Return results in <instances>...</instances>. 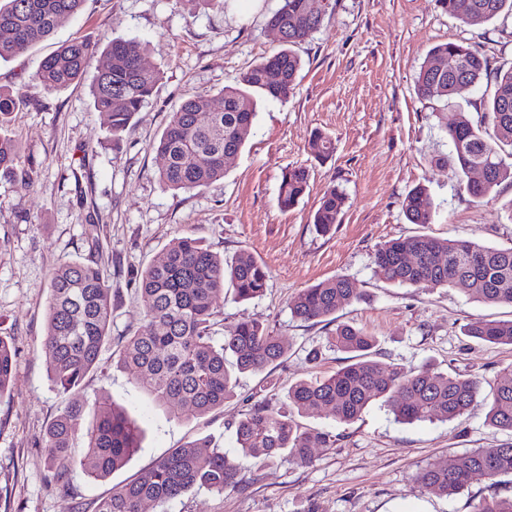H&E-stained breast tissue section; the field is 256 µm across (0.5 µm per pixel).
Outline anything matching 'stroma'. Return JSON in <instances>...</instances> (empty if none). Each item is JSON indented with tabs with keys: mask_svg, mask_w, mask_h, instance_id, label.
<instances>
[{
	"mask_svg": "<svg viewBox=\"0 0 512 512\" xmlns=\"http://www.w3.org/2000/svg\"><path fill=\"white\" fill-rule=\"evenodd\" d=\"M279 0H228L216 9L204 0H85L82 10L47 40L0 62V89L25 90L9 128L18 140L29 185L0 178V336L15 348L12 386L0 397V512H94L98 499L152 466L171 449L202 437L223 448L239 467L237 488L190 492L144 512H472L485 497L512 496V478L474 477L460 494L423 491L417 472L432 463L492 448L512 433L491 427L487 408L475 406L447 422L400 424L380 403L351 424L325 410L303 424L331 431L332 448H316L308 465L267 463L241 456L235 424L266 381L286 390L298 380L327 376L346 363L328 343L332 325L292 317L288 304L301 289L334 276L362 288L361 301L342 307L338 321L376 339L377 360L409 369L431 363L448 374L492 381L512 367V346L486 345L465 336L478 319L511 320L512 306L475 301L464 285L434 291L387 282L373 257L385 241L425 232L512 246V184L475 201L451 169L432 158L451 154L442 130L459 116L478 120L491 95L481 84L458 91L447 110L418 99L415 77L428 50L466 43L492 67L512 66V17L470 27L437 0H330L321 26L294 45L303 66L287 101L260 102L253 131L224 179L190 192L164 189L163 159L151 148L169 112L189 91L218 94L240 73L278 50L267 26ZM122 38L143 47L146 67L163 78L130 131L113 140L107 119L93 108L90 74L63 91L26 88L41 60L71 39L101 44ZM328 134L334 151L317 159L314 131ZM311 170L309 191L289 211L278 204L285 168ZM343 190L342 221L331 234L315 232L310 214L330 186ZM424 186L433 203L429 224L409 223L400 202ZM199 238L213 252L247 251L268 270L264 295L239 302L225 290L216 336L227 325L258 320L288 347L269 374L243 375L234 398L204 415L173 419L159 410L131 376L115 365L117 339L143 318L131 279L158 257L174 234ZM97 264L112 290V333L99 367L83 389L108 397L135 417L142 446L107 479H88L72 461L70 489L61 492L47 470L46 428L68 405L49 379L43 348L52 270L60 263Z\"/></svg>",
	"mask_w": 512,
	"mask_h": 512,
	"instance_id": "1",
	"label": "stroma"
}]
</instances>
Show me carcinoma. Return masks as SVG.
<instances>
[{"mask_svg":"<svg viewBox=\"0 0 512 512\" xmlns=\"http://www.w3.org/2000/svg\"><path fill=\"white\" fill-rule=\"evenodd\" d=\"M85 0H0V61H8L49 38L81 11ZM443 11L467 26H481L512 14V0H438ZM326 0H280L268 26L282 33L283 48L250 66L238 86L218 95L193 91L179 108L169 113L167 124L154 144L164 159L160 183L169 190L191 191L221 179L229 160L244 147L256 117L255 96L286 101L293 93L301 60L293 45L316 30L323 21ZM143 48L134 41L116 39L105 47L96 42L72 40L61 44L30 76L45 91H61L84 77L91 61L105 62L92 84L94 109L106 115L112 138L120 139L162 80L158 70L141 65ZM280 80L270 81L272 72ZM493 86L487 112L473 123L461 118L444 125L452 143V157L439 155L436 163L453 164L463 189L476 200L496 196L505 182L512 184V67L493 68L486 57L462 42L433 47L415 79L418 98L452 106L457 86ZM20 98L0 90V174L14 176L22 158L16 140L3 130L9 126ZM316 156L329 157L332 139L313 134ZM481 168V181L469 178ZM311 173L303 165L282 174L279 205L294 208L309 190ZM345 194L328 188L313 214L315 230L327 234L340 223ZM432 202L426 188L417 186L401 201L411 224L430 223ZM375 273L409 288L433 290L456 283L469 286L476 300L490 305H512V247L480 245L464 239L416 234L391 239L374 253ZM143 307V323L121 337L120 365L134 375L167 413L178 417L189 408L199 415L224 405L235 394L238 376L257 374L282 362L288 347L257 321L224 327V341L213 336L215 317L224 302V284L234 298L248 301L266 291L269 272L250 254L227 259L190 236L175 234L162 255L136 272ZM49 304L44 348L51 359L50 380L70 394L67 408L47 427L46 443L54 481L66 486L67 463L80 452L84 474L93 480L109 477L141 448L139 423L115 403L98 398L94 418L85 431L81 421L89 404L83 381L97 365L102 346L112 340V291L104 270L91 263L65 262L49 281ZM362 297L361 289L345 276H336L300 290L290 301L293 317L324 322L336 311ZM465 335L491 345H512V320L475 321ZM331 345L350 354L351 362L329 376L301 380L285 392L286 407L272 405L269 383L254 396L236 424V441L244 456L267 460L281 455L296 464L311 462L314 448H332L330 432L296 421L326 409L340 423L357 420L379 400L394 420L446 422L467 414L482 403L489 408L488 422L512 432V369L501 371L483 390L471 375L448 376L426 365L408 371L391 362L374 359L375 338L350 325L339 324ZM14 351L0 336V396L11 381ZM82 446L76 447L77 436ZM476 475L512 476V442L465 453L448 465L433 463L419 471L416 481L425 491L450 497ZM238 484L237 464L208 438L173 449L151 468L99 500L94 512H142L146 502L164 504L192 490L222 494ZM473 512H512V498L480 500Z\"/></svg>","mask_w":512,"mask_h":512,"instance_id":"carcinoma-1","label":"carcinoma"}]
</instances>
